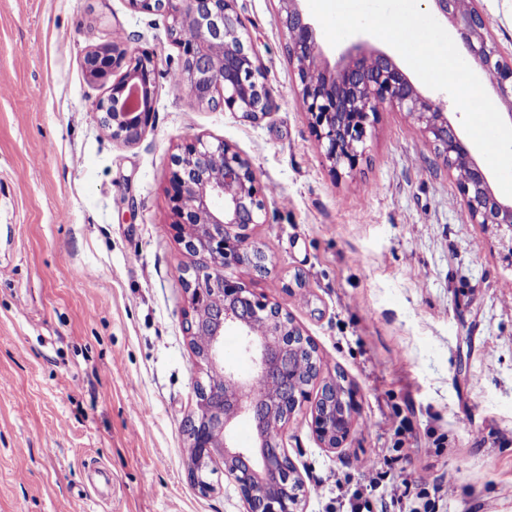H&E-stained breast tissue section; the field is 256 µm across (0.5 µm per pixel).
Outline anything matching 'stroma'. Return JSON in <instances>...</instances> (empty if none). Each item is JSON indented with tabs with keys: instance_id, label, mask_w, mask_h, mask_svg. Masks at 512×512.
Returning a JSON list of instances; mask_svg holds the SVG:
<instances>
[{
	"instance_id": "stroma-1",
	"label": "stroma",
	"mask_w": 512,
	"mask_h": 512,
	"mask_svg": "<svg viewBox=\"0 0 512 512\" xmlns=\"http://www.w3.org/2000/svg\"><path fill=\"white\" fill-rule=\"evenodd\" d=\"M278 0H237L273 112L254 121L170 82L179 50L163 15L128 0H0V512H245L216 471L201 495L182 427L201 378L185 332L169 202L174 155L195 136L249 159L266 193L253 243L269 272L228 274L288 312L323 382L359 410L344 447L310 414L284 444L303 512L390 503L393 483L453 491L435 512H512V262L471 223L454 174L413 120L384 109L359 168L334 175L297 98ZM512 53V0H479ZM119 44L158 64L139 140L95 109L108 84L83 59ZM153 418L141 422V408ZM378 459V485L356 466ZM343 490L325 484L329 473Z\"/></svg>"
}]
</instances>
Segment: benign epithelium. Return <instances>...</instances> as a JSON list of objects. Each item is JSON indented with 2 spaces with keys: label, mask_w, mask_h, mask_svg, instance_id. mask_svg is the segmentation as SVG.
I'll return each mask as SVG.
<instances>
[{
  "label": "benign epithelium",
  "mask_w": 512,
  "mask_h": 512,
  "mask_svg": "<svg viewBox=\"0 0 512 512\" xmlns=\"http://www.w3.org/2000/svg\"><path fill=\"white\" fill-rule=\"evenodd\" d=\"M132 9L158 13L168 20V34L179 47L181 84L201 104L218 102L230 112L256 120L273 111L276 97L266 81L258 51L236 9V0H128ZM301 0H279L276 22L288 39L298 101L309 118L331 171L351 173L363 159L368 129L378 112L389 107L405 112L419 126L448 170L464 163L457 178L468 219L495 230L512 258V201L497 197L485 170L458 136L440 102L423 96L386 53L354 45L335 63L325 58L314 23ZM438 16L458 35L467 58L488 75L512 122V58L503 55L488 35L487 20L468 0H430ZM127 67L98 101L112 136L138 140L153 113L157 61L152 53L93 51L84 67L94 81L106 80ZM169 201L173 224L193 257L182 278L187 299V335L206 336L208 346L197 357L198 368L222 371L223 383H198L196 406L185 421L190 458L189 477L203 495L213 491L211 466H223L237 487L246 512H300L303 484L282 438L294 415L310 409L312 427L326 448L348 441L358 405L354 393L331 383L311 398L308 386L288 371L290 357L313 349L291 316L257 295L226 270L248 264L255 249L251 231L265 223L266 202L260 175L231 145L197 136L172 161ZM234 328L251 362L247 373L224 367V332ZM274 381L279 395L258 388ZM248 417L260 426L258 449L238 447L233 431Z\"/></svg>",
  "instance_id": "benign-epithelium-1"
}]
</instances>
